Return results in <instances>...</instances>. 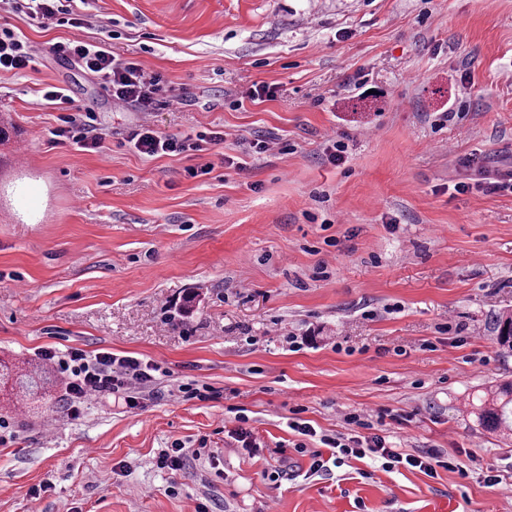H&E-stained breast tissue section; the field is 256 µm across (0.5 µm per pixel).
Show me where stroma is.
I'll return each instance as SVG.
<instances>
[{"label":"stroma","instance_id":"35a3bbf8","mask_svg":"<svg viewBox=\"0 0 512 512\" xmlns=\"http://www.w3.org/2000/svg\"><path fill=\"white\" fill-rule=\"evenodd\" d=\"M82 12L81 37L143 60L183 103L113 101L49 53L72 29L0 11L38 52L33 70L0 71V359L76 347L168 375L137 408L99 397L75 418L55 370L42 397L0 396L17 431L0 446V512L204 500L211 512H512V439L467 405L512 378L494 330L512 311V194L478 188L512 170V0H87ZM262 83L276 98L251 101ZM49 85L96 113L102 152L51 146L61 114L37 103ZM142 123L223 131L211 174L138 153L127 135ZM264 134L286 151L247 152ZM332 139L347 147L336 166ZM183 383L213 396L183 400ZM237 408L256 449L238 440ZM297 408L317 437L289 429ZM362 410L399 452L442 449L467 477L370 457L310 474L321 436ZM202 443L207 456L157 468L162 450Z\"/></svg>","mask_w":512,"mask_h":512}]
</instances>
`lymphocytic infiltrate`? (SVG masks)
<instances>
[{"mask_svg": "<svg viewBox=\"0 0 512 512\" xmlns=\"http://www.w3.org/2000/svg\"><path fill=\"white\" fill-rule=\"evenodd\" d=\"M12 12L23 15L29 26L46 29L52 26L67 27L77 31L85 21L76 4H63L62 0H6ZM49 51L56 58L76 63L84 71L94 75L112 95L121 102L137 104L149 112L162 93L159 77L149 72L141 61L122 59L114 55L103 43H90L80 37L68 38L50 45ZM43 98L49 104L63 110L62 126L55 129L52 145L72 147L81 152L97 153L102 149L103 135L98 130L96 116L87 112L76 114L75 101L69 88L63 85L45 87ZM224 133L214 130L196 136L160 137L150 125L143 124L134 130L130 143L139 153L149 156H180L198 158L197 166L190 168L194 177L209 175L213 166L201 162L202 153L211 146L223 143ZM44 360L52 363L66 380L64 402L71 415H78L83 405L100 394L122 396L126 405L137 407L141 389L157 381L158 365L136 357L119 356L101 352L90 356L79 348L65 351L52 348L42 350ZM343 422L350 427V434L322 436L323 445L332 449L334 456L362 459H381L384 468L403 466L415 469L428 477H435L438 469L465 473L466 468L457 458L430 449L421 455L404 454L391 448L384 436L374 433V424L366 413H347Z\"/></svg>", "mask_w": 512, "mask_h": 512, "instance_id": "lymphocytic-infiltrate-1", "label": "lymphocytic infiltrate"}]
</instances>
